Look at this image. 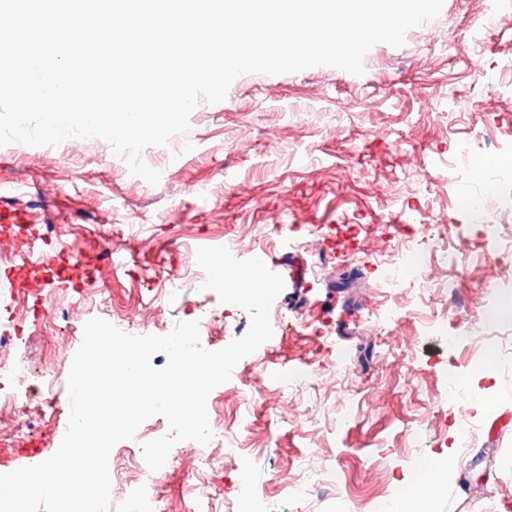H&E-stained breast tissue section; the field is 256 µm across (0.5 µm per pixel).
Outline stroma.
<instances>
[{"mask_svg":"<svg viewBox=\"0 0 512 512\" xmlns=\"http://www.w3.org/2000/svg\"><path fill=\"white\" fill-rule=\"evenodd\" d=\"M487 0H444L439 16L405 35L401 47L373 46L364 72L318 66L297 73L246 74L225 99L199 101L187 133L142 151L160 171L157 185L131 175L101 139L58 146H0V183L14 186L10 210L27 229L0 230V324L16 323L32 364L55 354L60 415L33 402L37 431L0 447V469L48 459L59 448L55 422H68L67 381L92 318L121 314L165 334L179 322L206 320L200 341L216 351L249 330L236 305L199 290L185 249L238 239L241 259L294 265L297 284L271 308L272 337L238 363L239 376L216 387L224 424L242 452L216 453L214 512L245 497L257 512H372L376 496L398 497L431 458L447 464V487L430 512H512V223L487 246L462 207L480 190L470 173L498 161L500 200L512 204V10L487 19ZM480 145L460 153L461 144ZM447 215L460 275L452 296L417 290L393 299L380 253L439 245L421 215ZM41 283L27 302L11 299L28 277ZM390 306L397 323L372 327L368 309ZM480 308L495 349L487 377L472 371L480 354L458 321ZM447 313V333L424 331ZM317 373L315 397L280 389L283 375ZM261 381L254 392L242 377ZM461 402L440 396L449 378ZM356 395L359 409L337 425L333 408ZM478 412L469 444L462 408ZM317 455L335 472L343 507L330 499L295 504L282 479L301 475ZM197 462L173 447L163 467L165 512H193Z\"/></svg>","mask_w":512,"mask_h":512,"instance_id":"35a3bbf8","label":"stroma"}]
</instances>
